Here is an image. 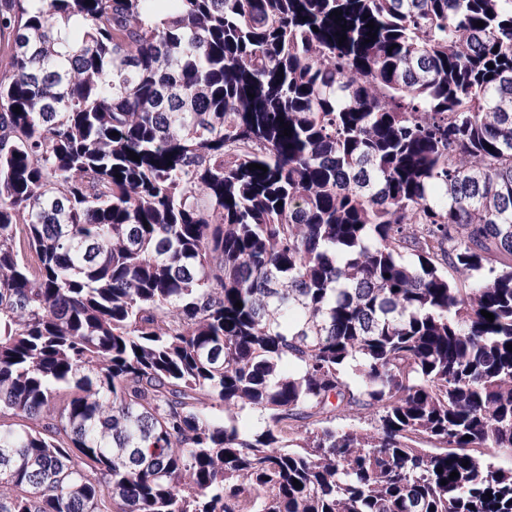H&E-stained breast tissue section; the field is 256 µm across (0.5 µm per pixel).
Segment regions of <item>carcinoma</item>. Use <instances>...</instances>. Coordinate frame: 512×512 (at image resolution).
<instances>
[{"mask_svg":"<svg viewBox=\"0 0 512 512\" xmlns=\"http://www.w3.org/2000/svg\"><path fill=\"white\" fill-rule=\"evenodd\" d=\"M509 343L512 0H0V512H512Z\"/></svg>","mask_w":512,"mask_h":512,"instance_id":"obj_1","label":"carcinoma"}]
</instances>
